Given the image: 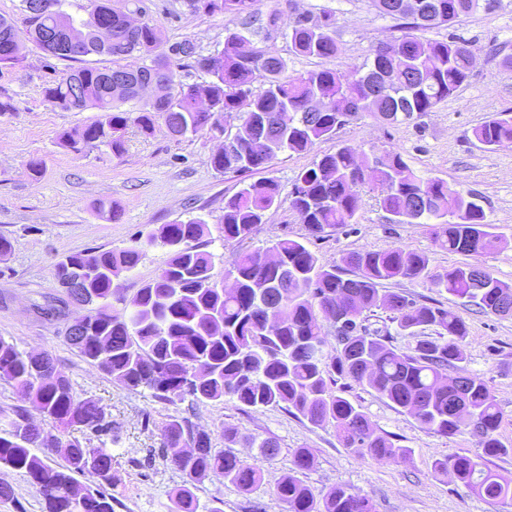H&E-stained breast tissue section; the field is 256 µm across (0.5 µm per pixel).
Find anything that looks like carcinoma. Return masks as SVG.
<instances>
[{
  "label": "carcinoma",
  "instance_id": "carcinoma-1",
  "mask_svg": "<svg viewBox=\"0 0 512 512\" xmlns=\"http://www.w3.org/2000/svg\"><path fill=\"white\" fill-rule=\"evenodd\" d=\"M54 2L53 12L25 16L20 38L13 33L14 22L0 17V67L17 63L26 41L46 44L52 56L73 63L44 88L45 98L62 111L93 108L98 115L82 130L61 135L64 145L75 152L83 145H104L120 155L130 126L147 137L162 127L172 137L202 132L216 139L239 118L233 144L211 157L215 171L237 175L270 167L281 152L306 151L364 115L393 124L435 111L468 82L474 49L453 34L439 41L420 33L452 27L479 8V0H421L420 15L408 16L400 0H370L375 13L393 21L400 35L371 46L356 74L348 77L327 67L290 74L279 54L258 47L245 51L251 43L248 25L260 20L262 0H186L195 13L241 18L246 27L226 28L223 48L202 55L197 47H187V40L161 47L159 27L147 19L127 44L94 48L95 55L111 58L110 68L66 49L62 28L69 13L65 0ZM137 2L125 0L118 7L112 0H89L111 18L114 38L126 34L129 5L138 12ZM286 37L294 56L329 59L341 51L331 10L315 19L304 16ZM134 54L143 59L141 65L121 64ZM186 61L209 80L182 82ZM153 72L165 83L143 103L135 86ZM380 72L387 75L388 92L376 96L372 82ZM259 78L263 87L256 90ZM72 80L81 86L75 99ZM314 97L323 99L320 112L310 111ZM473 136L489 149L512 148V113L487 117L473 128ZM372 184L387 187L380 204L391 223L431 225L433 243L441 250L476 255L496 238L476 195L419 174L394 150L359 155L341 146L323 154L297 175L289 208L318 237L357 223L358 187ZM281 203L280 187L272 179L243 185L224 203L222 240L244 243ZM209 235L208 224L199 218L164 224L151 234L146 244L165 247L167 262L123 313L112 312L119 292L114 281L136 269L143 246L62 254L54 266L56 281L78 284L66 289L68 299L89 306L75 328H66L69 347L126 389L147 390L165 404L204 405L229 398L254 411L285 407L313 425L332 426L343 447L373 458H402L409 449L378 433L358 405L333 392L327 377L337 373L370 388L436 434L450 436L467 427L487 457L512 451L496 436L502 412L494 395L464 366L463 317L384 289L392 282L429 278L476 311L504 317L512 316V285L471 264L434 273L427 255L402 248L349 252L340 264L323 265L304 242L290 238L241 253L219 279L214 254L207 250ZM226 278L232 287H224ZM375 307L390 313L397 334L421 339L406 350L394 346L390 333L360 319ZM325 321L335 327L331 348ZM0 379L30 404L0 408L7 420L0 429V468L28 477L41 512H114L108 492L112 453L70 435L74 427L98 435L110 431L104 407L75 395L52 353L24 351L1 336ZM36 416L41 423L34 422ZM162 437L166 461L187 477L176 493L175 512H198L193 485L202 478L222 477L245 492L260 483L254 465L214 447L211 435L184 416H170ZM37 448L61 454L62 463L50 465ZM90 464L98 484L82 487L76 476L89 472ZM293 464V472L274 489L283 512H373L370 499L349 488L320 495L305 484L301 474L313 464L308 449H297ZM434 470L452 472L485 501L512 502V480L483 461L456 455L436 462Z\"/></svg>",
  "mask_w": 512,
  "mask_h": 512
}]
</instances>
